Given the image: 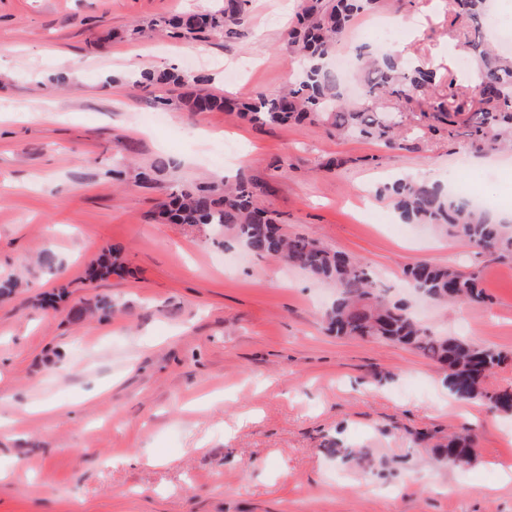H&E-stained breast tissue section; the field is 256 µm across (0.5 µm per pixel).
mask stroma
Instances as JSON below:
<instances>
[{"mask_svg":"<svg viewBox=\"0 0 512 512\" xmlns=\"http://www.w3.org/2000/svg\"><path fill=\"white\" fill-rule=\"evenodd\" d=\"M221 3L0 0V281L25 282L0 297V512H512V484L500 483L511 416L449 395L444 370L413 348L327 332L335 288L219 226L157 217L170 193L233 171L288 234L354 257L430 330L502 352L486 385L512 388V259L449 247L423 224L397 237L399 214L376 194L409 176L512 207V168L471 148L466 120L435 133L419 118L449 95L473 98L472 72L448 53L470 23L453 0H406L397 15H360L340 38L350 57L392 45L434 64L427 95L379 103L401 122L389 148L319 122L189 112L182 88L139 84L140 72L175 67L209 75L202 92L247 100L302 71L288 45L300 0H248L229 37L161 31ZM392 20L390 45L375 30ZM223 138L235 153L220 152ZM151 165L156 179L141 182ZM112 245L123 270L88 282ZM420 260L476 272L488 303L416 294L403 271ZM100 296L112 315L83 316ZM39 402L57 413H30ZM462 426L478 444L463 470L413 441ZM345 448L369 462L342 461ZM160 453L166 463L153 464Z\"/></svg>","mask_w":512,"mask_h":512,"instance_id":"stroma-1","label":"stroma"}]
</instances>
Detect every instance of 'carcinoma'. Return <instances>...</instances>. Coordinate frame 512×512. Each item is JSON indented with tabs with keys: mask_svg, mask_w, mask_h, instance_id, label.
Segmentation results:
<instances>
[{
	"mask_svg": "<svg viewBox=\"0 0 512 512\" xmlns=\"http://www.w3.org/2000/svg\"><path fill=\"white\" fill-rule=\"evenodd\" d=\"M246 0H224L218 11H194L166 21L170 36L197 38L210 33L232 34ZM488 0H457L462 13L473 23L469 45L483 44L482 19ZM380 0H308L289 33L293 56L312 62L329 57L338 39L358 16L374 10ZM476 96L480 108L473 113L469 130L476 151L512 146V60L489 49L477 59ZM209 80L192 78L177 68L146 71L145 85L183 86ZM433 74L421 65L402 69L398 58L386 54L372 59L371 77L362 90V101H342L339 77L331 70L310 66L303 78L273 95H260L250 102H234L213 94L190 93L184 105L191 112L235 109L249 122L259 125L302 122L307 119L330 123L338 132L356 133L388 146L397 144L395 118L375 109L386 96L409 98L423 92ZM470 108L466 101L438 104L425 117L451 125ZM258 186L238 180L234 184L212 183L173 193L162 205L160 217L174 224H218L224 234L248 250L275 257L303 270L309 278L336 288V300L323 320L327 330L338 336L358 339L383 337L419 350L447 370L448 391L459 401H481L491 409L512 413V389L490 390L485 379L504 361L501 353L462 336H439L417 322L407 309L389 301L374 288L370 273L350 256L332 251L315 239L290 237L276 218L256 203ZM378 195L393 198L400 219L406 224H428L439 233L465 246H475L499 257H512V224L494 221L489 212L464 197L448 193L439 182L402 177L386 184ZM121 248L105 250L93 264L89 281L103 279L122 270ZM412 286L442 303L484 304L488 296L476 273L466 274L451 266L418 262L406 270ZM476 456L473 437L452 434L436 445V459H448L463 468Z\"/></svg>",
	"mask_w": 512,
	"mask_h": 512,
	"instance_id": "cac0c4a2",
	"label": "carcinoma"
}]
</instances>
